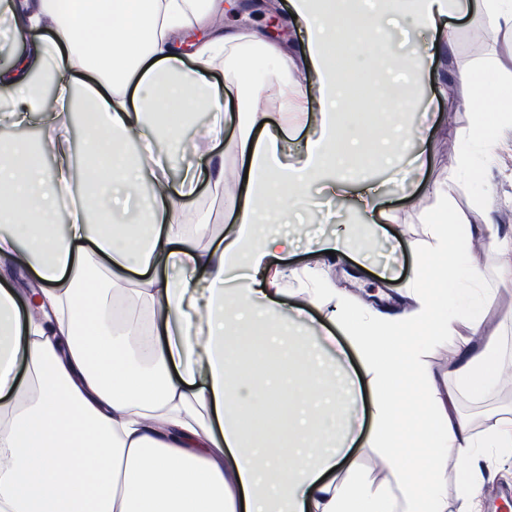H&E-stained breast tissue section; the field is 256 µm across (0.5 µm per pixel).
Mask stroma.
I'll return each mask as SVG.
<instances>
[{
  "mask_svg": "<svg viewBox=\"0 0 512 512\" xmlns=\"http://www.w3.org/2000/svg\"><path fill=\"white\" fill-rule=\"evenodd\" d=\"M448 25L452 41L446 45L440 35L417 29L411 20L397 19L392 26V43L413 44L420 49L421 64L413 75V90L407 95L399 88H392L388 94L370 101L363 111L350 116L352 126L369 133L379 132L393 117L411 125L427 119L432 127L429 139L413 143L409 149L410 155L420 157L423 163L418 185L395 183L383 167L356 161L346 170V185L340 193L332 195L311 187L308 203L289 217L290 222L303 225L312 237L328 235L339 224L364 223L358 197L363 189L375 188L379 202L375 219L399 257L396 280L381 279L377 268H363L345 255L321 256L310 253L302 245L277 265L283 273L280 285L288 290L282 302L287 308L295 306L294 291L309 287L313 279L322 278L337 292L362 301L387 293L399 300L401 306L410 307L404 285L412 275V247L428 240L424 226L427 215L446 208L467 224L484 230L475 253L493 285L485 297L489 314L484 332L497 336L501 363L512 366V274L499 271L495 255L502 238L512 237V149L498 151L495 160L483 167L478 179L467 185L461 183L452 171L459 149L457 133L469 125L477 106L466 101L462 94L448 97L437 91L438 79H453L480 52L496 57L502 70L512 71V35L492 33L481 20L467 16L449 19ZM278 74V62L256 52L244 71L219 65L208 71L207 78L218 88L229 81H239L249 93L273 83ZM306 98L309 113L296 121H283L274 103L263 105L266 125L280 135L283 158L290 163L307 138L309 127L319 117L317 93L309 92ZM480 194L491 198L492 214H485L474 204V197ZM185 212L189 223L207 225L208 240L215 245L231 219V203L221 190L205 185L186 204ZM458 409L472 432L481 434L494 421L512 418V383L500 382L478 400L461 397ZM374 423L372 411L362 410L346 400L336 416V432L340 435L353 432L356 443L351 455L357 470L380 484L390 474L381 466L377 449L367 444ZM480 468L484 475L479 494L482 512H501L512 495V457H482Z\"/></svg>",
  "mask_w": 512,
  "mask_h": 512,
  "instance_id": "1",
  "label": "stroma"
}]
</instances>
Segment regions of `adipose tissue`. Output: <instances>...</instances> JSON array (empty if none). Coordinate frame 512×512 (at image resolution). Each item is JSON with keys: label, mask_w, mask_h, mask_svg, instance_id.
Wrapping results in <instances>:
<instances>
[{"label": "adipose tissue", "mask_w": 512, "mask_h": 512, "mask_svg": "<svg viewBox=\"0 0 512 512\" xmlns=\"http://www.w3.org/2000/svg\"><path fill=\"white\" fill-rule=\"evenodd\" d=\"M227 10L223 0H0L14 41L41 34L0 68V87L14 93L11 124L38 120L43 137L38 151L0 143V512H477V453L512 455V421L477 439L458 413L461 393L481 396L503 378L499 344L482 333L479 294L489 284L474 229L444 210L429 215L433 243L415 248L406 285L415 309L361 305L320 284L308 291L310 306L338 302L328 320L371 379L370 442L394 477L376 487L348 461L350 435L317 445L336 422V376L309 360L268 265L291 253L296 233L262 218L272 202L304 205L313 184L339 188L336 172L351 156L382 146L399 164L426 136L394 123L377 139L346 131L354 101L334 48L360 47L351 20L367 22L370 50L400 82L418 50L391 48L386 22L406 15L435 31L468 15L512 32V0H288L304 35L293 54L267 33L219 23ZM194 25L208 35L189 66L177 44ZM252 45L283 66L301 59V73L316 77L319 118L296 162L283 163L278 136L254 133L264 117L257 95L227 84L239 104L232 147L246 160L245 192L221 249L188 248L182 206L202 183L223 188V156L200 149L223 127L189 143L163 117L215 108L221 92L205 71L222 58L245 65L242 49ZM78 95L105 132L84 156L94 184L84 193L68 135ZM461 138L454 170L469 180L475 150L489 158L512 140L511 78L496 111L474 113ZM189 153L196 164L174 175ZM144 185L151 195L129 210ZM61 208L69 220L59 233L48 219ZM133 268L143 277L132 284ZM17 269L35 272L38 300L13 286ZM459 322L476 342L447 373L420 365L418 345ZM288 426L293 438L259 437Z\"/></svg>", "instance_id": "1"}]
</instances>
